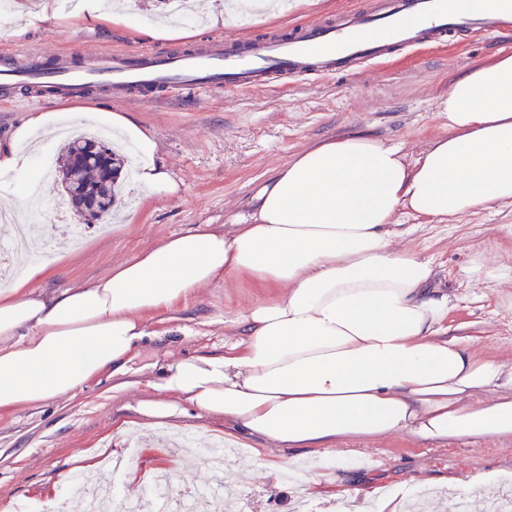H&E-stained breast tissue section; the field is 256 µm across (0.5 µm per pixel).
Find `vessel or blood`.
<instances>
[{
  "label": "vessel or blood",
  "mask_w": 512,
  "mask_h": 512,
  "mask_svg": "<svg viewBox=\"0 0 512 512\" xmlns=\"http://www.w3.org/2000/svg\"><path fill=\"white\" fill-rule=\"evenodd\" d=\"M512 28V0H486L459 9L454 0H360L283 33L216 40L205 47L166 50L133 47L120 53L73 48L50 55L17 46L0 63V99L18 106L48 98L85 100L151 98L168 89L227 92L270 87L319 72L369 69L397 48L480 38Z\"/></svg>",
  "instance_id": "vessel-or-blood-1"
}]
</instances>
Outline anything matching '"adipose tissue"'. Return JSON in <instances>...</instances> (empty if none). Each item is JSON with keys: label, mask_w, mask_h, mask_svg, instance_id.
Returning a JSON list of instances; mask_svg holds the SVG:
<instances>
[{"label": "adipose tissue", "mask_w": 512, "mask_h": 512, "mask_svg": "<svg viewBox=\"0 0 512 512\" xmlns=\"http://www.w3.org/2000/svg\"><path fill=\"white\" fill-rule=\"evenodd\" d=\"M438 112L448 133L414 163L350 134L288 161L233 229L197 225L52 294L33 286L48 266L28 264L0 289V414L74 397L105 375L124 390L149 317L197 289L245 281L267 296L225 319L223 353L148 379L142 415L185 402L275 448L512 437V365L446 336L450 301L432 286L430 260L395 248L391 230L402 209L441 219L512 203V54L460 75ZM57 123L53 112L31 116L0 149V171L23 169L26 146ZM112 124L138 148V181L175 192L152 132L117 112Z\"/></svg>", "instance_id": "obj_1"}]
</instances>
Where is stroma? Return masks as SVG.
<instances>
[{"mask_svg": "<svg viewBox=\"0 0 512 512\" xmlns=\"http://www.w3.org/2000/svg\"><path fill=\"white\" fill-rule=\"evenodd\" d=\"M288 9L256 15V23L280 28L304 24L320 14L354 7L358 0H287ZM125 16L120 26L59 12L37 24L0 14V52L23 44L47 51L86 46L120 51L151 44L149 29L163 21L161 0H113ZM512 53V32L398 54L376 72L288 81L274 89L211 92L193 98L172 92L166 98L118 102L83 101L74 122L94 130L112 113L129 115L155 137V162L176 184L156 193L119 178L115 215L87 224L79 249L67 247L75 226L85 224L49 181L38 213H26L38 245L56 244L50 272L36 285L52 292L106 275L112 266L168 235L199 224L230 225L250 213L262 184L294 155L316 143L364 132L400 146L407 161L423 154L446 133L448 120L437 112L455 77L473 64ZM398 248L431 259L433 284L450 298L448 333L475 338L485 357L512 364V204L463 212L445 221L406 211L395 217ZM260 289L241 283L198 289L172 316L151 319L156 333L130 364L132 374L157 373L181 357L224 350V320L243 312ZM146 385L114 392L110 379L90 383L75 398L24 408L0 417V512H67L71 486L88 470L104 466L130 439L142 446L120 485L118 499L141 496L144 484L161 470L176 488H194L209 478L205 464L185 467L165 444L182 431L201 443L218 441L230 429L223 419L189 405L165 418L138 411L151 398ZM268 468L241 477L249 512H295L299 499L316 512H348L340 500L350 490L358 503L378 506L399 488L444 499L448 488L470 476L493 472L498 497L512 496V438L433 442L409 435L383 441L346 440L326 449H275ZM311 463L317 485L301 489L284 482L283 467Z\"/></svg>", "mask_w": 512, "mask_h": 512, "instance_id": "35a3bbf8", "label": "stroma"}]
</instances>
